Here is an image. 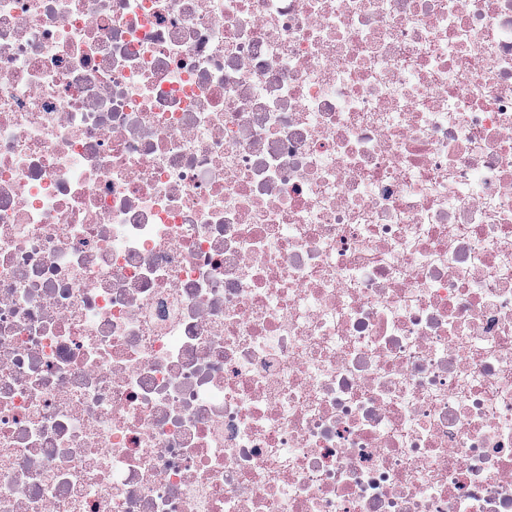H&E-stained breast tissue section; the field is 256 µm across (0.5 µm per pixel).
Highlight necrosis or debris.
Instances as JSON below:
<instances>
[{
  "label": "necrosis or debris",
  "instance_id": "necrosis-or-debris-1",
  "mask_svg": "<svg viewBox=\"0 0 512 512\" xmlns=\"http://www.w3.org/2000/svg\"><path fill=\"white\" fill-rule=\"evenodd\" d=\"M0 512H512V0H0Z\"/></svg>",
  "mask_w": 512,
  "mask_h": 512
}]
</instances>
